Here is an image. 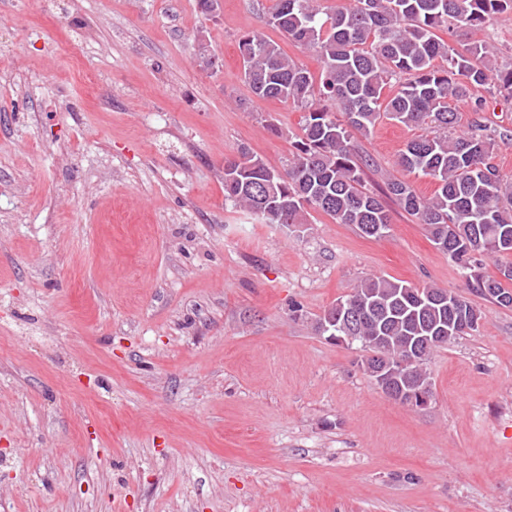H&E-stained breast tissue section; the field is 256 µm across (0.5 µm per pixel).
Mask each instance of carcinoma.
Masks as SVG:
<instances>
[{"label":"carcinoma","instance_id":"obj_1","mask_svg":"<svg viewBox=\"0 0 512 512\" xmlns=\"http://www.w3.org/2000/svg\"><path fill=\"white\" fill-rule=\"evenodd\" d=\"M511 10L512 0H351L329 10L318 0H276L268 25L294 45L312 51L313 73L274 41L253 34L239 40L244 79L254 97L291 103L303 112L302 136L293 142L288 169L280 173L246 149L224 159V198L264 224L299 228L309 210L338 224H353L366 237L390 229L383 200L363 184L369 159L357 140L382 117L424 134L398 154L403 171L429 177L433 195H420L406 178L387 181L385 195L427 226L434 244L469 271L471 291L512 307V264L499 276L477 271L478 258L512 255V177L492 163L496 142L508 137L484 122L486 95L512 97V65L499 63L486 42L453 47L437 32L478 29ZM464 103L473 117L461 124L452 107ZM353 295L365 305L356 321L336 319L328 334L352 336L365 351L385 341L388 357L401 360L425 336L435 340L410 375L396 386L431 388L428 356L443 337L475 331L481 315L466 297L436 286L412 288L370 276Z\"/></svg>","mask_w":512,"mask_h":512}]
</instances>
